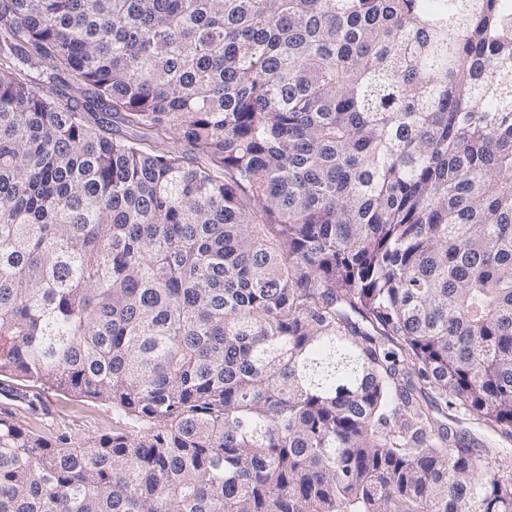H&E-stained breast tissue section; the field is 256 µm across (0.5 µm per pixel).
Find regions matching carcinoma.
I'll use <instances>...</instances> for the list:
<instances>
[{"label":"carcinoma","instance_id":"cac0c4a2","mask_svg":"<svg viewBox=\"0 0 512 512\" xmlns=\"http://www.w3.org/2000/svg\"><path fill=\"white\" fill-rule=\"evenodd\" d=\"M12 380L146 431L0 512H512V2L0 0ZM435 417L439 424H445L450 427L454 432L465 437L466 441L480 444H490L495 436L485 427L477 424L476 421L469 418L467 415L456 412L454 409H447L443 406L435 413Z\"/></svg>","mask_w":512,"mask_h":512}]
</instances>
